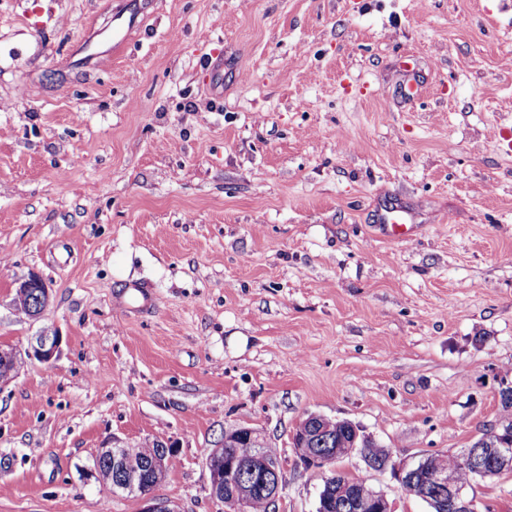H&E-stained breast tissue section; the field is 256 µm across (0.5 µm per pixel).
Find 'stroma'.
<instances>
[{
    "mask_svg": "<svg viewBox=\"0 0 512 512\" xmlns=\"http://www.w3.org/2000/svg\"><path fill=\"white\" fill-rule=\"evenodd\" d=\"M45 328L55 358L0 386V512H141L94 458L156 442L153 496L222 512L204 451L240 426L278 453L277 512H315L310 413L406 460L470 447L512 367V0H0V348ZM469 494L512 512V475ZM17 290L22 293L27 290H33V296L31 294H17L15 291V302L16 306L24 312V314L29 315L31 318H37L42 313L44 308L47 306L50 295L51 288L47 284V282L43 279V277L37 272H31L29 275L18 282ZM34 302L27 311L29 303Z\"/></svg>",
    "mask_w": 512,
    "mask_h": 512,
    "instance_id": "1",
    "label": "stroma"
}]
</instances>
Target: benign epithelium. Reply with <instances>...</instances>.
<instances>
[{
    "instance_id": "1",
    "label": "benign epithelium",
    "mask_w": 512,
    "mask_h": 512,
    "mask_svg": "<svg viewBox=\"0 0 512 512\" xmlns=\"http://www.w3.org/2000/svg\"><path fill=\"white\" fill-rule=\"evenodd\" d=\"M17 290H30L35 298L28 315L37 318L47 306L51 288L37 272L18 282ZM60 336L56 331L45 328L33 337L25 354L43 362L50 361L58 352ZM343 427L351 433L350 449L347 454L361 453V448L372 440L361 427L348 420H334L317 413L308 414L302 421L300 432L292 434V445L300 464L307 470L329 469L331 475L325 479L327 486L336 482L335 462L337 457L329 452L313 455L310 446L315 443L325 444L329 441L333 427ZM499 425L493 424L487 435L477 444L459 453L462 467L471 469L481 480L493 479L512 473V436L498 432ZM263 443L255 430L238 427L224 432V438L212 451V456H224V470H210V494L213 499L224 505V512H246L247 499L240 494L237 483L240 480V464L244 459L258 453ZM234 452H229V449ZM99 452L110 455L112 469L97 470L102 482L114 493L140 495L144 503L142 512H175L167 504L157 500L151 494L143 492L142 477L147 471L155 474L167 470L174 455L173 447L164 443L157 444V452L145 462H136L126 457L119 448H101ZM382 469L391 471L398 476L403 489L425 502L434 512H445L450 508L453 512H476V504L469 497V485L458 481L451 471L438 470L428 472L427 455L408 462L389 455L382 464ZM282 485L281 464L273 461L265 475V493L270 512H276V503ZM359 512H393L391 503L384 495H374L368 500H359L354 504Z\"/></svg>"
}]
</instances>
